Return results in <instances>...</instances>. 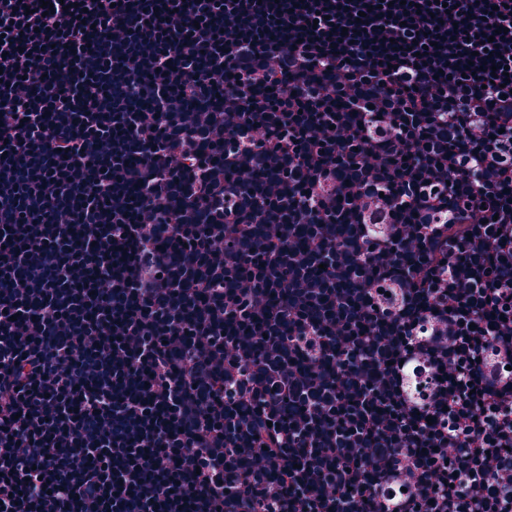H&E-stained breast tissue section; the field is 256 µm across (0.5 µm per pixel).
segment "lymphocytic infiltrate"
I'll list each match as a JSON object with an SVG mask.
<instances>
[{
  "label": "lymphocytic infiltrate",
  "instance_id": "obj_1",
  "mask_svg": "<svg viewBox=\"0 0 512 512\" xmlns=\"http://www.w3.org/2000/svg\"><path fill=\"white\" fill-rule=\"evenodd\" d=\"M0 0V512H512V0Z\"/></svg>",
  "mask_w": 512,
  "mask_h": 512
}]
</instances>
